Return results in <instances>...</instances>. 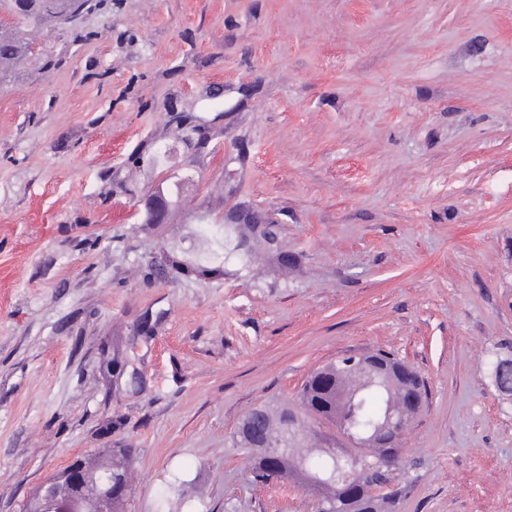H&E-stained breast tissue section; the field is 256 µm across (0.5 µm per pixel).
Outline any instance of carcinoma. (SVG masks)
Listing matches in <instances>:
<instances>
[{"instance_id": "carcinoma-1", "label": "carcinoma", "mask_w": 512, "mask_h": 512, "mask_svg": "<svg viewBox=\"0 0 512 512\" xmlns=\"http://www.w3.org/2000/svg\"><path fill=\"white\" fill-rule=\"evenodd\" d=\"M94 0H0V8L14 16L29 22H38L50 18L56 24L66 27L81 13L92 9ZM30 53V43L19 27L0 24V83L11 78L16 69ZM352 357H342L316 371L304 383L298 400L304 410L315 417L336 423L344 410L336 404V391H354L361 387V377L347 365ZM489 369L497 391L512 400V355L497 353L489 362ZM424 399V383L420 375L412 373V377L401 380L396 389L386 385L382 388H369L363 391L353 419V425L368 427L379 417L375 408L391 409L399 412L404 408L410 396ZM289 412L295 416V428L285 434L278 426L283 410L266 409V416L255 421L257 428L280 441L288 440L291 451L272 463L252 456L250 477L256 484L295 483L316 497L334 503L335 512H396L400 501L399 491H391L387 486L391 475L402 466L400 448H369V459H377L380 465L374 468H363V464L355 463L352 458L333 460L326 455L323 444L311 442L307 438L305 424L294 409ZM99 467L112 469V473L123 476L132 471L133 449L115 451L110 455L97 457ZM310 471L318 472L330 468L343 471L356 469L359 471L360 485L357 497L343 499V495L333 485L321 488L306 483L301 466ZM184 480L178 476L165 482L158 493V512H192V504L181 493Z\"/></svg>"}]
</instances>
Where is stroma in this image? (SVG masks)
<instances>
[{
	"mask_svg": "<svg viewBox=\"0 0 512 512\" xmlns=\"http://www.w3.org/2000/svg\"><path fill=\"white\" fill-rule=\"evenodd\" d=\"M239 210L275 250L198 276ZM511 347L512 0H103L0 86V512L106 448L129 512L182 467L199 512H314L232 435L377 350L426 389L398 512H512ZM489 369L497 391L512 400V355L495 353Z\"/></svg>",
	"mask_w": 512,
	"mask_h": 512,
	"instance_id": "obj_1",
	"label": "stroma"
}]
</instances>
